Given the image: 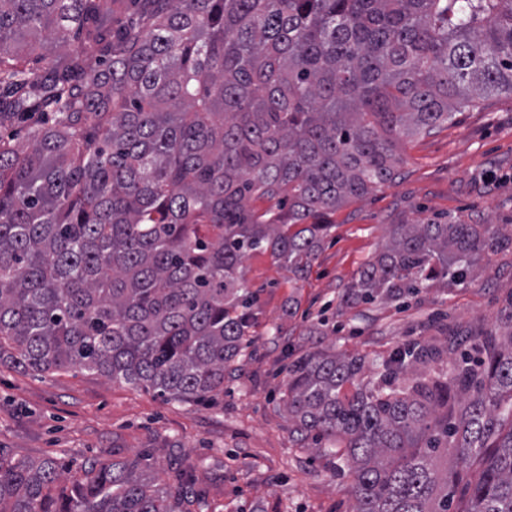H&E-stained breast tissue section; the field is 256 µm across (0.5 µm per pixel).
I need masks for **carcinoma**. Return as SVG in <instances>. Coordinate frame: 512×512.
<instances>
[{"label": "carcinoma", "instance_id": "obj_1", "mask_svg": "<svg viewBox=\"0 0 512 512\" xmlns=\"http://www.w3.org/2000/svg\"><path fill=\"white\" fill-rule=\"evenodd\" d=\"M503 93L512 0H0V125L33 122L29 149L0 139V365L217 400L252 327L243 260L304 278L327 213L391 182L404 140ZM387 233L348 300L512 252L492 224ZM364 364L310 351L282 397L343 449L355 512H449L459 484L456 512H512V289L489 329L399 347L366 383ZM192 478L102 462L58 493L56 459L0 456V512H191Z\"/></svg>", "mask_w": 512, "mask_h": 512}]
</instances>
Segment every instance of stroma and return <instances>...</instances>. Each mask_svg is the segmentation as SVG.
<instances>
[{
	"mask_svg": "<svg viewBox=\"0 0 512 512\" xmlns=\"http://www.w3.org/2000/svg\"><path fill=\"white\" fill-rule=\"evenodd\" d=\"M396 179L338 208L333 227L298 279L271 254L246 258L257 300L244 349L224 377L217 406L166 402L98 374H37L0 366V456L62 458L70 475L94 462L146 458L166 486L193 467V512H352L340 451L301 439L283 410L288 365L336 348L372 360L407 344H444L449 331L493 323L512 289V253L481 258L467 284L422 289L406 302L352 303L347 286L387 240L391 224L461 220L512 226V97L458 115L404 143Z\"/></svg>",
	"mask_w": 512,
	"mask_h": 512,
	"instance_id": "35a3bbf8",
	"label": "stroma"
}]
</instances>
